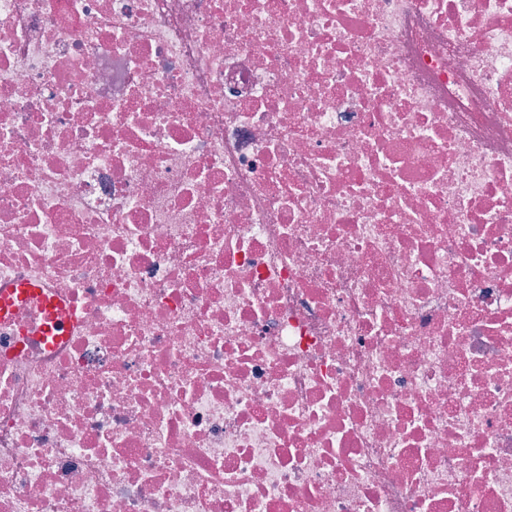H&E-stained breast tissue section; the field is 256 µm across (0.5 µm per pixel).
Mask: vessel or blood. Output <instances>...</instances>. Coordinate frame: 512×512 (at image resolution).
Returning a JSON list of instances; mask_svg holds the SVG:
<instances>
[{"label":"vessel or blood","mask_w":512,"mask_h":512,"mask_svg":"<svg viewBox=\"0 0 512 512\" xmlns=\"http://www.w3.org/2000/svg\"><path fill=\"white\" fill-rule=\"evenodd\" d=\"M32 299L40 300L45 311L40 330L43 341L53 344L67 335L75 321L74 310L64 309L59 299L44 294L42 288L31 282H23L13 288L0 289V319H8L18 305Z\"/></svg>","instance_id":"b4317fda"}]
</instances>
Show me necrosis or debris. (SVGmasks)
<instances>
[{"label":"necrosis or debris","instance_id":"necrosis-or-debris-1","mask_svg":"<svg viewBox=\"0 0 512 512\" xmlns=\"http://www.w3.org/2000/svg\"><path fill=\"white\" fill-rule=\"evenodd\" d=\"M0 512H512V0H0ZM32 299H39L45 311V318L40 330V336L47 345H52L69 333L75 322L73 309L64 310L56 297L48 296L35 283L22 282L15 288L0 289V319H8L15 308Z\"/></svg>","mask_w":512,"mask_h":512}]
</instances>
